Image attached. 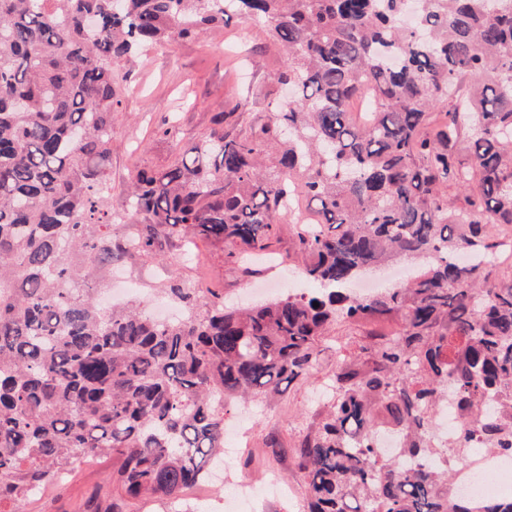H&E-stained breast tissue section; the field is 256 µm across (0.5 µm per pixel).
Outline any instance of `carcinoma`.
<instances>
[{
    "instance_id": "1",
    "label": "carcinoma",
    "mask_w": 512,
    "mask_h": 512,
    "mask_svg": "<svg viewBox=\"0 0 512 512\" xmlns=\"http://www.w3.org/2000/svg\"><path fill=\"white\" fill-rule=\"evenodd\" d=\"M0 0V512H25L97 456L107 489L173 498L224 447V410L306 381L338 323L370 331L336 363L330 406L296 446L307 512H512L455 493L474 445L512 457V11L494 0ZM236 15L288 50L294 97L131 179L129 247L206 239L242 259L299 201L302 274L320 285L248 309L170 289L184 318L106 308L78 287L112 247V64ZM419 269L346 292L394 257ZM210 296L206 309L197 300ZM319 307H313V303ZM453 395L455 434L432 440ZM399 434L381 459L373 439Z\"/></svg>"
}]
</instances>
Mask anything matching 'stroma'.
<instances>
[{
	"instance_id": "1",
	"label": "stroma",
	"mask_w": 512,
	"mask_h": 512,
	"mask_svg": "<svg viewBox=\"0 0 512 512\" xmlns=\"http://www.w3.org/2000/svg\"><path fill=\"white\" fill-rule=\"evenodd\" d=\"M287 57V49L271 42L263 29L234 18L198 39H173L145 57L115 64L121 104L112 120L109 170L113 242H127L137 232L126 218L128 183L134 171L163 168L173 159L176 146L189 148L207 138L216 112L236 111L243 129L267 122L282 96L275 78ZM276 229L270 253L256 257L247 267L229 258L219 245L202 242L189 254L177 244L160 256L129 251L116 264L90 270L85 285L102 296L132 285L135 292L130 303L148 312L165 301L166 288L176 283L202 284L223 294L225 303L235 305L252 303L245 290L259 272L265 273L272 296L313 290V283L297 273L293 225L283 218ZM359 334L356 328L332 327L306 383L283 388L261 401L230 406L224 424L244 423L242 444L222 480L185 491L190 502L185 512H229L225 495L236 482L256 488L252 512H304L306 476L297 465L294 443L315 428L329 406L315 396L336 367L337 345L355 343ZM271 474L287 487L286 496H265L264 484ZM111 475V459L84 464L64 485L51 489L36 503L33 512H73L76 504L106 485Z\"/></svg>"
}]
</instances>
